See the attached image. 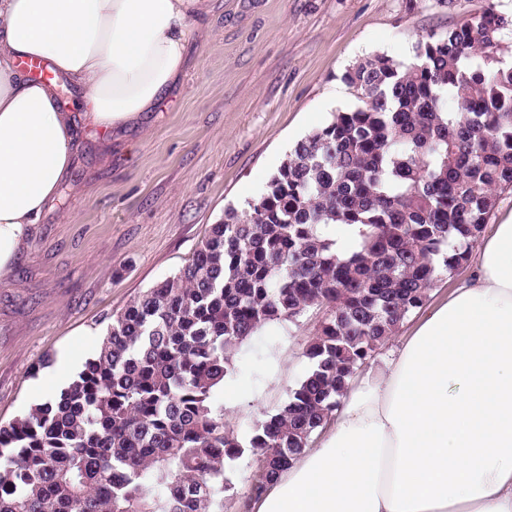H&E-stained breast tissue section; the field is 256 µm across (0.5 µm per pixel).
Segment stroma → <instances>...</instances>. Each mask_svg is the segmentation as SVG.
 <instances>
[{"label":"stroma","instance_id":"35a3bbf8","mask_svg":"<svg viewBox=\"0 0 512 512\" xmlns=\"http://www.w3.org/2000/svg\"><path fill=\"white\" fill-rule=\"evenodd\" d=\"M480 0H208L181 79L157 109L110 131L78 90L57 91L75 125L69 178L0 274V425L60 393L113 314L177 272L227 208L263 191L288 151L359 94L358 59L411 58L422 37ZM315 317L270 325L234 357L217 393L240 435L309 368Z\"/></svg>","mask_w":512,"mask_h":512}]
</instances>
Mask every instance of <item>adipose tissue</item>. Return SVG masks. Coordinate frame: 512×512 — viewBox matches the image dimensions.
<instances>
[{"mask_svg": "<svg viewBox=\"0 0 512 512\" xmlns=\"http://www.w3.org/2000/svg\"><path fill=\"white\" fill-rule=\"evenodd\" d=\"M205 0H0V271L71 166L52 86L16 61L51 62L112 130L179 79ZM255 512H512V216L466 279L374 376L352 379L319 447Z\"/></svg>", "mask_w": 512, "mask_h": 512, "instance_id": "ef3b65f1", "label": "adipose tissue"}]
</instances>
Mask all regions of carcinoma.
Here are the masks:
<instances>
[{"label":"carcinoma","instance_id":"obj_1","mask_svg":"<svg viewBox=\"0 0 512 512\" xmlns=\"http://www.w3.org/2000/svg\"><path fill=\"white\" fill-rule=\"evenodd\" d=\"M507 35L512 15L482 0L408 61H356L345 79L360 104L298 141L259 197L113 315L67 389L0 426V512H224L245 455L260 498L434 284L468 268L512 189ZM338 225L358 237L348 254ZM309 314L308 371L240 439L216 401L234 355Z\"/></svg>","mask_w":512,"mask_h":512}]
</instances>
